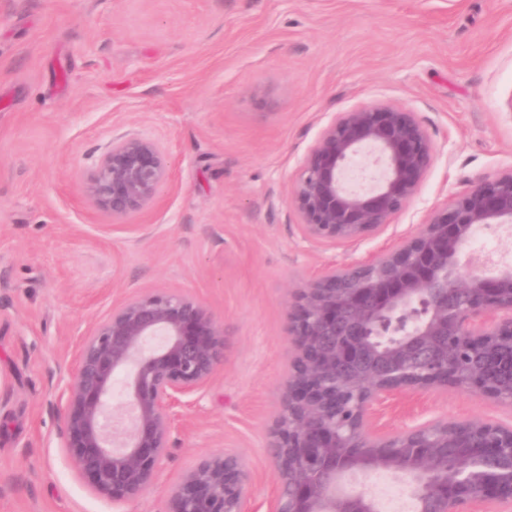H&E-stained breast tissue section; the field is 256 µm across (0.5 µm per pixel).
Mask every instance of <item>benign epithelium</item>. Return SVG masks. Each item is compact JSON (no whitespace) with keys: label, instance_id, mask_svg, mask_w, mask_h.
<instances>
[{"label":"benign epithelium","instance_id":"7a95c632","mask_svg":"<svg viewBox=\"0 0 512 512\" xmlns=\"http://www.w3.org/2000/svg\"><path fill=\"white\" fill-rule=\"evenodd\" d=\"M435 148L415 113L362 106L333 117L302 161L289 201L304 238L359 244L418 194ZM157 142L120 139L82 184L100 212L148 208L169 181ZM512 224V168L434 208L369 260L333 266L292 290L288 373L275 420L267 512H378L342 480L391 473L414 512H512V425L436 419L369 426L386 394L454 390L512 409V265L468 252L478 228ZM224 322L178 290L136 292L82 339L53 409L62 448L90 492L134 500L168 455L175 409L199 401L224 365ZM124 377L126 410L111 400ZM247 461L206 456L173 486L166 512H243Z\"/></svg>","mask_w":512,"mask_h":512}]
</instances>
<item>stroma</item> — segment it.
<instances>
[{
    "instance_id": "obj_1",
    "label": "stroma",
    "mask_w": 512,
    "mask_h": 512,
    "mask_svg": "<svg viewBox=\"0 0 512 512\" xmlns=\"http://www.w3.org/2000/svg\"><path fill=\"white\" fill-rule=\"evenodd\" d=\"M405 106L436 151L420 192L355 247L305 241L287 198L335 115ZM150 138L170 179L131 230L83 196L112 141ZM512 168V0H0V512H166L202 456L275 489L271 430L291 288L397 244L446 199ZM178 289L224 321V366L179 409L153 485L92 495L62 448L51 383L113 303ZM512 413L475 394L374 407L384 429Z\"/></svg>"
}]
</instances>
